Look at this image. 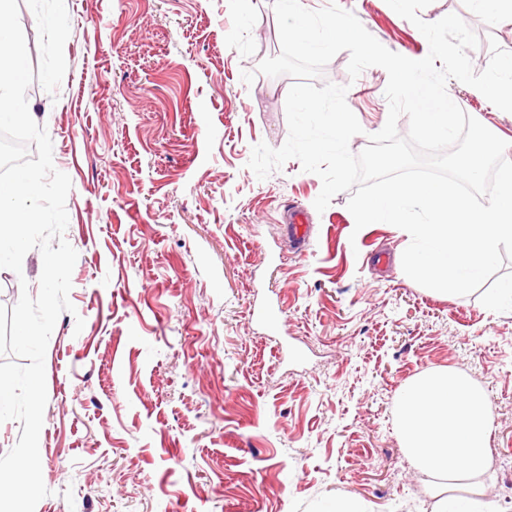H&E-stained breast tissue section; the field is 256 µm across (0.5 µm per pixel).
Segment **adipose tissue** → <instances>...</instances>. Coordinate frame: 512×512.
<instances>
[{"instance_id": "ef3b65f1", "label": "adipose tissue", "mask_w": 512, "mask_h": 512, "mask_svg": "<svg viewBox=\"0 0 512 512\" xmlns=\"http://www.w3.org/2000/svg\"><path fill=\"white\" fill-rule=\"evenodd\" d=\"M397 414L407 456L444 481L433 512H499L482 482L494 415L481 387L456 370L430 369L402 388Z\"/></svg>"}]
</instances>
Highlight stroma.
<instances>
[{"instance_id": "stroma-1", "label": "stroma", "mask_w": 512, "mask_h": 512, "mask_svg": "<svg viewBox=\"0 0 512 512\" xmlns=\"http://www.w3.org/2000/svg\"><path fill=\"white\" fill-rule=\"evenodd\" d=\"M387 49L426 57L422 33L385 0H337ZM33 70L28 109L72 188L65 238L77 251L69 299L45 355L39 436L50 491L35 512H319L341 494L369 512H432L434 479L406 456L396 400L429 368L477 381L494 414L483 484L512 512V312L487 302L512 261L476 292L449 296L402 269L406 236L355 229L348 193L324 212L321 179L287 161L248 168L259 142L288 137L293 79L258 73L281 43L273 0H17ZM61 12L62 36L43 19ZM512 51V19L473 0H433ZM338 53L315 86L346 87L363 132L388 117L383 68ZM255 72L245 84L242 72ZM466 114L505 140L512 113L452 80ZM314 226L303 254L285 209ZM43 262L0 269V295L39 292ZM83 329H76V318Z\"/></svg>"}]
</instances>
